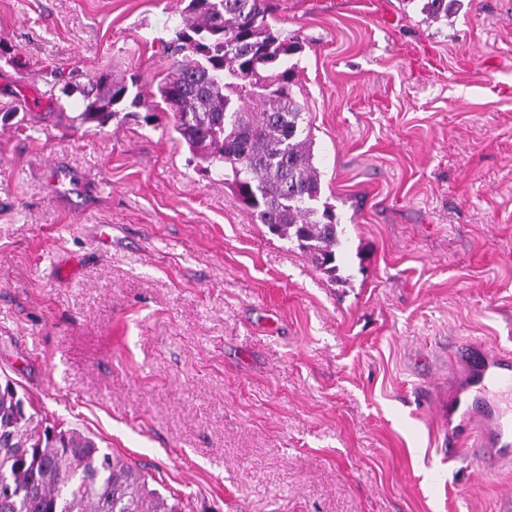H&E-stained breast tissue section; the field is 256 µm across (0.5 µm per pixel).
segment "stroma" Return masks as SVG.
I'll return each instance as SVG.
<instances>
[{"label": "stroma", "instance_id": "obj_1", "mask_svg": "<svg viewBox=\"0 0 512 512\" xmlns=\"http://www.w3.org/2000/svg\"><path fill=\"white\" fill-rule=\"evenodd\" d=\"M341 282L268 233L151 99L182 0H0V381L182 512H512L437 403L470 339L512 350V0H268ZM111 225L103 243L98 228ZM93 88L83 92L84 107L77 119L80 124L106 125L116 111L114 106L130 101V106L140 107L144 100L139 91L132 94L127 85L112 84L107 76L99 75L92 80ZM95 89V91H94Z\"/></svg>", "mask_w": 512, "mask_h": 512}]
</instances>
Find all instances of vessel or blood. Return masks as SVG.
<instances>
[{"label": "vessel or blood", "instance_id": "vessel-or-blood-1", "mask_svg": "<svg viewBox=\"0 0 512 512\" xmlns=\"http://www.w3.org/2000/svg\"><path fill=\"white\" fill-rule=\"evenodd\" d=\"M467 371L463 383L448 397V440L468 448L475 461L512 463V418L495 400V392L512 391V352L481 340L460 348Z\"/></svg>", "mask_w": 512, "mask_h": 512}]
</instances>
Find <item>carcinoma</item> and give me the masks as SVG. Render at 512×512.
<instances>
[{
  "mask_svg": "<svg viewBox=\"0 0 512 512\" xmlns=\"http://www.w3.org/2000/svg\"><path fill=\"white\" fill-rule=\"evenodd\" d=\"M268 16L265 0H188L166 47L173 71L157 83L155 109L172 113L180 138L224 176L244 209L335 280L344 229L321 201L310 125L293 91L288 59L299 45ZM92 85L82 125H106L127 101L144 105L140 93L104 75ZM32 419L12 385H0V512H182L93 438L40 433Z\"/></svg>",
  "mask_w": 512,
  "mask_h": 512,
  "instance_id": "cac0c4a2",
  "label": "carcinoma"
}]
</instances>
